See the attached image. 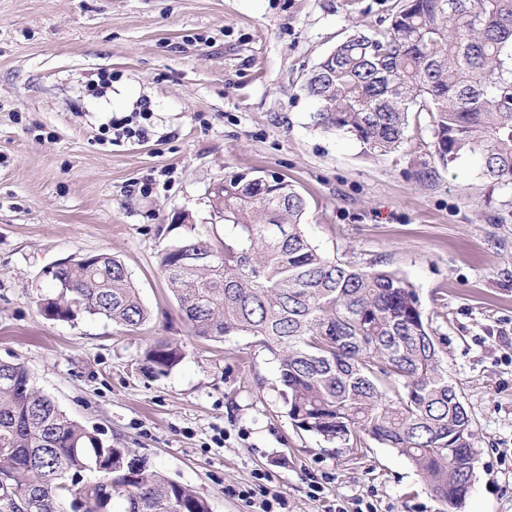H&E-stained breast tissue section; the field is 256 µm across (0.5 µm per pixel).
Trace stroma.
Segmentation results:
<instances>
[{"mask_svg": "<svg viewBox=\"0 0 512 512\" xmlns=\"http://www.w3.org/2000/svg\"><path fill=\"white\" fill-rule=\"evenodd\" d=\"M399 0H0V361L24 364L74 421L193 486L212 512L265 475L288 512H440L390 448L353 455L296 429L278 362L254 337H195L159 266L190 232L223 240L211 191L274 173L308 202L326 257L398 271L416 288L480 451L463 512H512V187L475 160L434 158L427 128L375 157L316 128L302 86L353 28ZM105 75L103 95L88 91ZM148 102L147 139L100 144L101 126ZM108 253L150 312L133 332L39 310L47 268ZM178 343L153 378L143 352ZM182 355L176 343L159 340L144 353L143 369L155 378L166 376L180 363Z\"/></svg>", "mask_w": 512, "mask_h": 512, "instance_id": "obj_1", "label": "stroma"}]
</instances>
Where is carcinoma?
I'll list each match as a JSON object with an SVG mask.
<instances>
[{
	"mask_svg": "<svg viewBox=\"0 0 512 512\" xmlns=\"http://www.w3.org/2000/svg\"><path fill=\"white\" fill-rule=\"evenodd\" d=\"M316 126L385 155L427 113L444 167L471 157L512 185V0H400L390 23L338 43L304 83ZM211 208L228 235L184 237L160 266L193 335H247L275 354L292 424L354 454L366 439L395 449L425 478L442 512H461L478 450L448 381L419 296L398 272L325 257L302 230L305 197L275 175L233 173ZM51 320L102 316L126 331L148 311L122 262L99 254L49 274ZM182 360L159 340L143 369ZM96 487L77 503L84 475ZM211 512L191 486L114 447L40 393L20 363L0 362V512Z\"/></svg>",
	"mask_w": 512,
	"mask_h": 512,
	"instance_id": "cac0c4a2",
	"label": "carcinoma"
}]
</instances>
